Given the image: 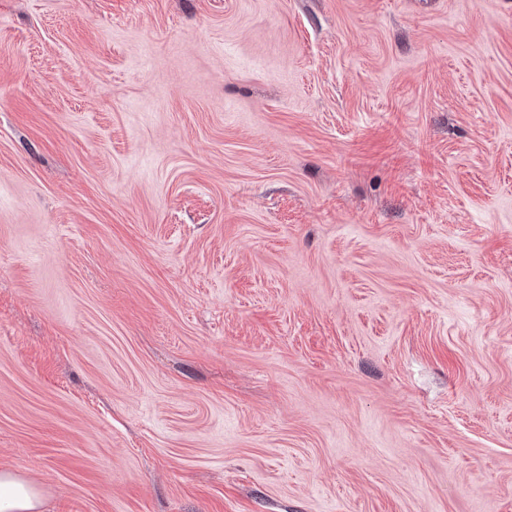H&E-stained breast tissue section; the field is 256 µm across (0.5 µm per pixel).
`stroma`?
Returning <instances> with one entry per match:
<instances>
[{
  "instance_id": "obj_1",
  "label": "stroma",
  "mask_w": 512,
  "mask_h": 512,
  "mask_svg": "<svg viewBox=\"0 0 512 512\" xmlns=\"http://www.w3.org/2000/svg\"><path fill=\"white\" fill-rule=\"evenodd\" d=\"M1 470L512 512V0H0Z\"/></svg>"
}]
</instances>
